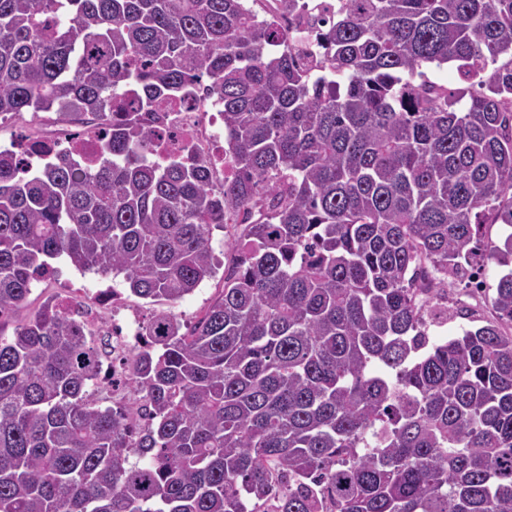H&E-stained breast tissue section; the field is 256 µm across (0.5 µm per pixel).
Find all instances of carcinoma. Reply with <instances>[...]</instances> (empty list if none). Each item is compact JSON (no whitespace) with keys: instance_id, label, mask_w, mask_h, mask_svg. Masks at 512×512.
<instances>
[{"instance_id":"cac0c4a2","label":"carcinoma","mask_w":512,"mask_h":512,"mask_svg":"<svg viewBox=\"0 0 512 512\" xmlns=\"http://www.w3.org/2000/svg\"><path fill=\"white\" fill-rule=\"evenodd\" d=\"M334 2L303 63L242 0H0V120L112 126L88 164L0 153V321L60 258L175 303L244 224L202 316L142 326L135 415L89 399L112 347L58 302L0 332V512H512V0ZM450 62L469 88L423 71ZM200 77L221 183L140 117ZM489 260L492 318L429 344Z\"/></svg>"}]
</instances>
